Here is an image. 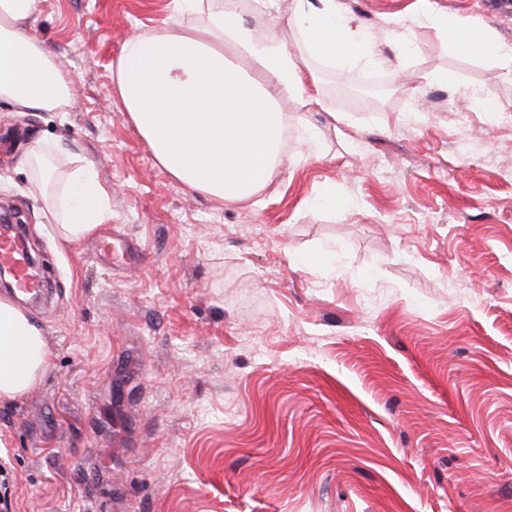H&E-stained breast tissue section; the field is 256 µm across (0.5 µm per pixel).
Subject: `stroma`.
Returning <instances> with one entry per match:
<instances>
[{
	"label": "stroma",
	"instance_id": "obj_1",
	"mask_svg": "<svg viewBox=\"0 0 512 512\" xmlns=\"http://www.w3.org/2000/svg\"><path fill=\"white\" fill-rule=\"evenodd\" d=\"M512 41V0H433ZM375 34L417 0H343ZM173 0H42L33 37L72 112L0 100V215L51 272L42 380L0 405L15 512H512V82L441 47L376 101L321 67L325 109L281 173L236 204L160 168L112 64ZM435 68L509 103L496 122L425 84ZM424 113L405 120L408 91ZM350 115L347 148L331 118ZM63 138L112 189V220L62 245L20 164ZM335 190L344 208L314 206Z\"/></svg>",
	"mask_w": 512,
	"mask_h": 512
}]
</instances>
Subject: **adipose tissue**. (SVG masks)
<instances>
[{"mask_svg": "<svg viewBox=\"0 0 512 512\" xmlns=\"http://www.w3.org/2000/svg\"><path fill=\"white\" fill-rule=\"evenodd\" d=\"M178 0L187 23L155 27L128 38L114 65V85L128 122L172 178L229 203L259 194L282 168L284 100L324 108L320 66L358 78L385 60L372 31L342 0ZM40 0H0V100L22 112H69L70 82L53 53L28 30ZM288 21L293 41L281 34ZM434 29L443 46L489 63L512 80V43L492 28L448 16L432 0L389 19L388 43L406 61L417 53L414 31ZM21 162L29 192L75 243L112 219V193L95 166L61 139L40 141ZM49 366L41 329L11 300L0 298V404L32 389Z\"/></svg>", "mask_w": 512, "mask_h": 512, "instance_id": "1", "label": "adipose tissue"}]
</instances>
